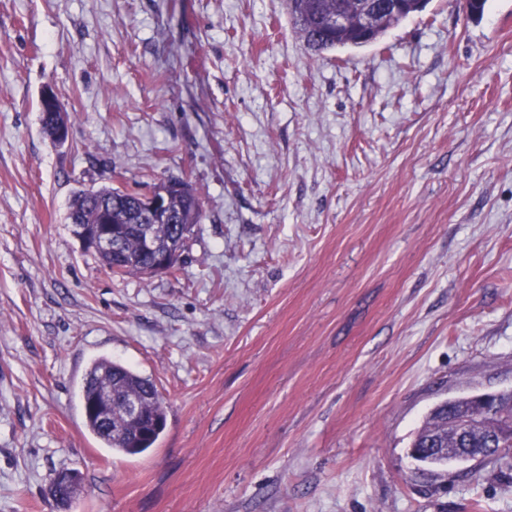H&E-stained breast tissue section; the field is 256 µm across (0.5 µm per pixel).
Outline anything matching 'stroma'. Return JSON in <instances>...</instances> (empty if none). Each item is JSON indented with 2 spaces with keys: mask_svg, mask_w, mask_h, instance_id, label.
Masks as SVG:
<instances>
[{
  "mask_svg": "<svg viewBox=\"0 0 512 512\" xmlns=\"http://www.w3.org/2000/svg\"><path fill=\"white\" fill-rule=\"evenodd\" d=\"M52 88L69 145L41 125ZM188 179L177 276H113L73 195ZM150 378L149 452L83 425ZM512 390V0L307 49L288 0H0V512H512V467L423 473L437 404ZM112 395V408L95 410L93 400ZM81 406L86 429L106 448L122 454L140 455L155 446L166 427V408L147 377L108 358H100L88 369L81 390ZM133 417L128 419L126 408Z\"/></svg>",
  "mask_w": 512,
  "mask_h": 512,
  "instance_id": "obj_1",
  "label": "stroma"
}]
</instances>
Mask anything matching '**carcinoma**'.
<instances>
[{"instance_id":"1","label":"carcinoma","mask_w":512,"mask_h":512,"mask_svg":"<svg viewBox=\"0 0 512 512\" xmlns=\"http://www.w3.org/2000/svg\"><path fill=\"white\" fill-rule=\"evenodd\" d=\"M364 0H289L291 20L307 47L317 53L338 48L363 47L380 39L390 28L416 13L414 0L405 2V9L395 16L382 17L379 24L368 35L361 37L348 30L336 31L329 19L338 11L354 14L361 9ZM44 131L54 136L58 126L72 127L73 121L67 112L60 110L49 114L41 109ZM170 207L183 214L182 225L154 224L140 220L142 210L138 192L128 189L103 187L76 194L69 214L80 216L90 234L99 230L101 210L112 211V233L117 250L96 251L94 255L101 264L117 276H144L149 264L147 240L162 243L176 230L190 240L194 229L203 218V205L194 192L170 193ZM81 406L86 429L99 439L104 447L122 454L140 455L155 446L166 427V408L155 386L147 377L133 369L108 358H100L88 369L81 390ZM138 405L142 417H127L128 405ZM478 403L473 397H462L436 405L417 430L412 447L420 448L427 440L437 451L424 458L431 465H443L448 461H469L471 448L479 452L490 449L486 457H495L509 465L508 452L512 448V433L504 430L500 420L484 416L471 429L470 440L458 439L455 428L447 421V414L465 416L476 413Z\"/></svg>"}]
</instances>
